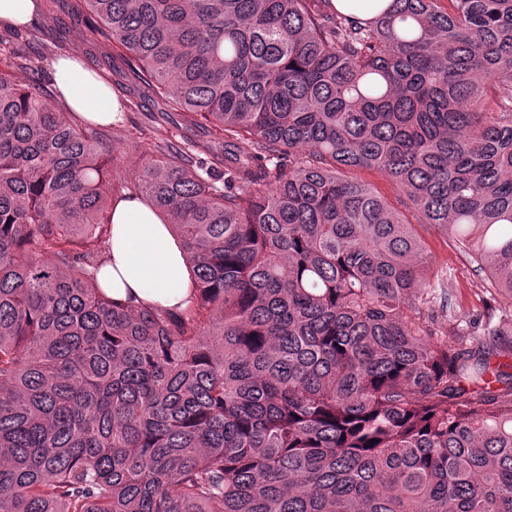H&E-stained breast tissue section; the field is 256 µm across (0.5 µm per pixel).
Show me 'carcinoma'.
<instances>
[{
  "label": "carcinoma",
  "instance_id": "1",
  "mask_svg": "<svg viewBox=\"0 0 512 512\" xmlns=\"http://www.w3.org/2000/svg\"><path fill=\"white\" fill-rule=\"evenodd\" d=\"M438 2L78 0L181 138L128 139L172 311L101 293L113 159L0 33V512H512V338L346 176L512 300V0ZM350 176L372 184L406 222L415 225L424 250L430 256V275H435L437 270L448 273L450 305L458 315L471 321V325L476 319L480 326L474 330L479 332L489 320L505 331L512 329L511 304L492 289L484 273L477 270V265L460 252L449 237L422 223L418 213L406 205L395 182L384 172L374 170H358Z\"/></svg>",
  "mask_w": 512,
  "mask_h": 512
}]
</instances>
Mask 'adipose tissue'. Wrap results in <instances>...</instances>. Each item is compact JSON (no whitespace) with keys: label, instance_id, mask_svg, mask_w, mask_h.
<instances>
[{"label":"adipose tissue","instance_id":"obj_1","mask_svg":"<svg viewBox=\"0 0 512 512\" xmlns=\"http://www.w3.org/2000/svg\"><path fill=\"white\" fill-rule=\"evenodd\" d=\"M53 81L71 111L94 123H112L119 101L97 73L61 58L53 65ZM192 276L183 244L165 216L136 195L117 198L105 253L94 270L101 292L118 303L133 298L158 310H183L190 305Z\"/></svg>","mask_w":512,"mask_h":512}]
</instances>
